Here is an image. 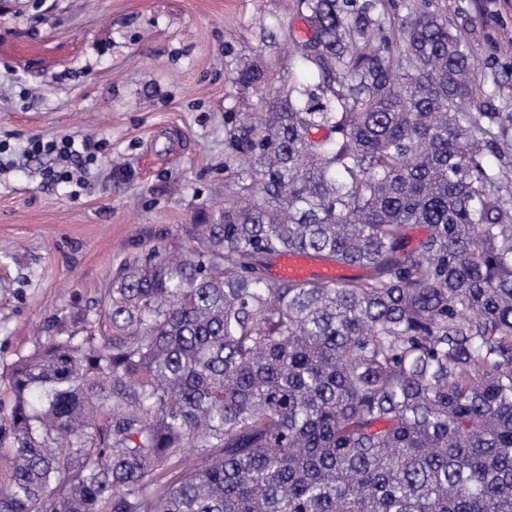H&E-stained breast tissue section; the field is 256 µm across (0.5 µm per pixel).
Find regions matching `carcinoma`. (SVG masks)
<instances>
[{"label": "carcinoma", "mask_w": 512, "mask_h": 512, "mask_svg": "<svg viewBox=\"0 0 512 512\" xmlns=\"http://www.w3.org/2000/svg\"><path fill=\"white\" fill-rule=\"evenodd\" d=\"M401 7L295 0L313 84L225 127L224 206L14 364L0 512H512V72ZM286 252L374 275L273 281Z\"/></svg>", "instance_id": "cac0c4a2"}]
</instances>
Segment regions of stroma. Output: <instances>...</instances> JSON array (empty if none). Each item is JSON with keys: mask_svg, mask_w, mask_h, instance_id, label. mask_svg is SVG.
Returning <instances> with one entry per match:
<instances>
[{"mask_svg": "<svg viewBox=\"0 0 512 512\" xmlns=\"http://www.w3.org/2000/svg\"><path fill=\"white\" fill-rule=\"evenodd\" d=\"M481 70H512V0H448ZM304 22L284 0H0V381L94 316L102 290L152 247L188 244L223 201L227 124L261 111L233 71L296 65ZM90 137L81 183L43 177L29 140Z\"/></svg>", "mask_w": 512, "mask_h": 512, "instance_id": "1", "label": "stroma"}]
</instances>
